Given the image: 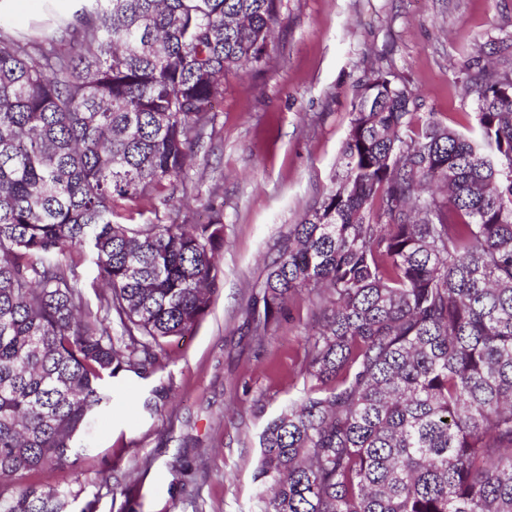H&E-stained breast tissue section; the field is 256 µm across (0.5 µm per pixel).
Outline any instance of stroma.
<instances>
[{
    "mask_svg": "<svg viewBox=\"0 0 512 512\" xmlns=\"http://www.w3.org/2000/svg\"><path fill=\"white\" fill-rule=\"evenodd\" d=\"M512 33V0H283L270 61L226 78L188 169L189 193L220 186L222 273L207 316L146 374L113 378L75 464L24 481L67 493V512H260L254 479L265 424L302 398L306 293L266 335L246 309L285 235L327 189L370 70L457 130L474 124L463 51ZM162 390L159 410L149 409Z\"/></svg>",
    "mask_w": 512,
    "mask_h": 512,
    "instance_id": "stroma-1",
    "label": "stroma"
}]
</instances>
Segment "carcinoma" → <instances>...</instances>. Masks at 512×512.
<instances>
[{"label": "carcinoma", "mask_w": 512, "mask_h": 512, "mask_svg": "<svg viewBox=\"0 0 512 512\" xmlns=\"http://www.w3.org/2000/svg\"><path fill=\"white\" fill-rule=\"evenodd\" d=\"M0 26V481L63 466L108 380L207 315L219 209L185 224V171L224 78L267 63L282 0H72ZM467 55L475 134L380 71L340 170L248 305L319 298L300 402L259 437L263 512H512V34ZM168 211L167 224L135 216ZM101 285L91 314L78 269ZM125 336L115 342L106 321ZM33 485L0 512H65ZM41 1V0H39ZM44 1L35 2L30 9L21 17H2V25L9 28L12 32L28 33L30 27L37 23L49 22V16L44 11Z\"/></svg>", "instance_id": "cac0c4a2"}]
</instances>
